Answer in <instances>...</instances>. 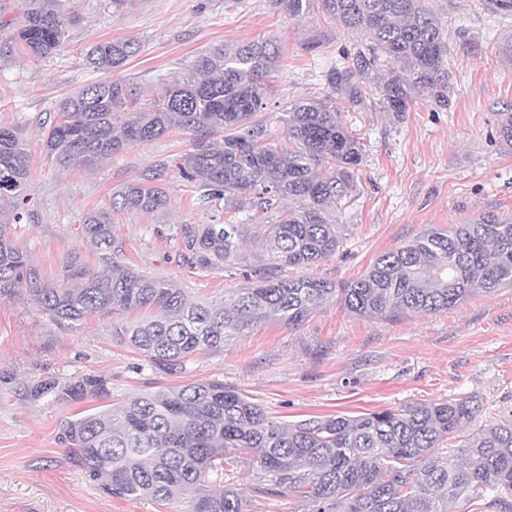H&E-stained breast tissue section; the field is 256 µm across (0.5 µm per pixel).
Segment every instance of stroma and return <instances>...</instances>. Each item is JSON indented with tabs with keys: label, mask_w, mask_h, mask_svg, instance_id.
Listing matches in <instances>:
<instances>
[{
	"label": "stroma",
	"mask_w": 512,
	"mask_h": 512,
	"mask_svg": "<svg viewBox=\"0 0 512 512\" xmlns=\"http://www.w3.org/2000/svg\"><path fill=\"white\" fill-rule=\"evenodd\" d=\"M26 0H0V125L20 129L29 149L31 218L17 242L44 281L62 279L65 262L80 254L98 267L96 248L82 236L86 212L108 206L113 192L159 168L160 183L176 184L166 209L115 217L118 261L135 271L175 281L189 299L212 301L247 287L241 270L191 269L177 262L171 236L179 224L224 221L223 204L201 205L178 184L174 162L193 146L185 132L128 148L98 170L58 169L43 151L40 115L81 86L101 80L83 48L134 38L140 54L119 78L142 93L160 95L201 50L276 36L285 60L260 117L274 138L289 102L326 95L324 76L349 40L318 15L292 18L271 0H61L70 19L68 41L44 60L16 41ZM448 17V108L421 97L401 118L374 109L345 113L364 144L357 186L333 218L343 245L313 268L334 282L364 274L375 258L434 227L486 213L512 221V149L498 138L502 113L512 110V62L501 41L512 18L501 19L485 0H434ZM116 319L90 317L60 324L27 296L0 295V512H187V500L166 504L116 498L69 460L57 440L61 420L98 410L99 401L58 404L52 397L23 400L18 383L95 374L106 379L110 402L201 380H219L246 393L281 421L358 414L415 403L478 396L477 422L512 415V288L473 295L436 313L362 317L337 302L312 313L298 328H255L219 350L191 357L166 374L122 337ZM246 512H312L303 499L255 492L249 456L224 463Z\"/></svg>",
	"instance_id": "obj_1"
}]
</instances>
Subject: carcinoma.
<instances>
[{"label": "carcinoma", "mask_w": 512, "mask_h": 512, "mask_svg": "<svg viewBox=\"0 0 512 512\" xmlns=\"http://www.w3.org/2000/svg\"><path fill=\"white\" fill-rule=\"evenodd\" d=\"M59 0H28L17 40L43 59L68 40ZM293 18L311 14L338 24L358 42L325 75L329 95L288 104L280 121L287 141L273 142L258 119L280 70L274 37L215 45L146 106L122 79L96 81L62 99L44 118L47 156L58 168L97 169L113 155L167 135L196 136L175 162L180 182L207 205L272 213L262 224H180L178 259L191 269L244 268L250 282L217 302H190L172 281L113 260L112 216L162 209L170 189L154 176L112 193L110 208L93 209L82 229L107 272L66 262V284L41 280L13 239L30 214V156L19 129L0 126V295L26 294L59 322L133 314L117 335L158 370L174 374L192 355L224 347L255 326L296 327L336 301L363 317L443 311L472 294L512 287V222L484 214L451 228H432L380 254L362 276L340 285L309 274L341 245L331 220L356 186L364 144L342 112L375 104L400 118L419 97L448 106V21L431 0H272ZM134 39H111L86 54L95 71L119 70L136 57ZM380 83L371 86V81ZM376 93H371V90ZM294 201L297 207L284 205ZM262 252L242 253L247 236ZM30 399L60 404L109 397L104 378L86 374L23 386ZM476 398L433 400L358 415L279 421L219 381L161 389L106 404L59 424L69 460L108 494L168 502L183 495L190 512H243L224 484V457L249 454L262 495L290 493L316 512H448L457 499L512 504V417L476 428L443 456L440 442L476 420Z\"/></svg>", "instance_id": "obj_1"}]
</instances>
